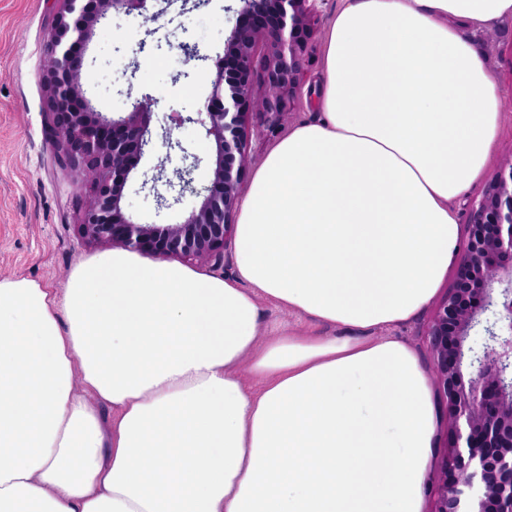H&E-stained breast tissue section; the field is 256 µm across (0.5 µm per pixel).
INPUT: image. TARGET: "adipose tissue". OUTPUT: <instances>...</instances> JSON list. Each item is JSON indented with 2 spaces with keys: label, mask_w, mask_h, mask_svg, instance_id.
I'll return each instance as SVG.
<instances>
[{
  "label": "adipose tissue",
  "mask_w": 512,
  "mask_h": 512,
  "mask_svg": "<svg viewBox=\"0 0 512 512\" xmlns=\"http://www.w3.org/2000/svg\"><path fill=\"white\" fill-rule=\"evenodd\" d=\"M506 18L342 0L318 117L257 168L233 276L116 249L59 291L0 278V512H423L436 410L386 330L437 293L488 171L504 100L476 33ZM263 300L357 333L288 334Z\"/></svg>",
  "instance_id": "obj_1"
}]
</instances>
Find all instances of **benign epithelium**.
Returning <instances> with one entry per match:
<instances>
[{
	"label": "benign epithelium",
	"instance_id": "obj_1",
	"mask_svg": "<svg viewBox=\"0 0 512 512\" xmlns=\"http://www.w3.org/2000/svg\"><path fill=\"white\" fill-rule=\"evenodd\" d=\"M149 2L54 0L44 42L47 138L86 197L77 224L84 243L224 268L249 162L247 116L258 110L272 125L289 118L302 93L319 0H239L237 9L227 7L235 24L205 116L174 112L161 135L166 159L177 155L190 164L170 173L159 165L140 184L159 212L181 204L187 175L202 158L173 131L201 125L214 144L212 182L181 224H140L123 211L128 181L153 144L157 99L133 97L129 112L110 118L95 110L81 82L95 28L112 12L152 19ZM453 268L452 285L433 301L425 332L431 382L448 404L450 427L430 512H512V152L490 173L472 207L469 235L455 251ZM479 325L481 339L465 345Z\"/></svg>",
	"mask_w": 512,
	"mask_h": 512
}]
</instances>
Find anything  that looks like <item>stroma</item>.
Returning <instances> with one entry per match:
<instances>
[{
    "label": "stroma",
    "instance_id": "1",
    "mask_svg": "<svg viewBox=\"0 0 512 512\" xmlns=\"http://www.w3.org/2000/svg\"><path fill=\"white\" fill-rule=\"evenodd\" d=\"M226 3L210 0L203 10L185 12L177 2L154 0L157 19L116 14L110 25L98 27L82 77L95 109L108 115L126 111L125 91L132 84L158 100L153 129L165 126L169 113L202 110L211 95L214 61L223 55L232 26ZM340 4L322 0L303 94L287 123L271 128L262 114H251L250 169H257L290 127L316 117L327 28ZM52 19V0H0V277L32 278L60 288L74 265L97 250L78 237V187L72 174L58 165L45 132L44 38ZM149 30L162 48L146 57L139 42ZM477 39L505 95L492 158L497 164L512 151V18L499 22L493 32H479ZM184 42L197 46L201 61L185 64L179 51ZM131 70L136 78L130 83L125 74ZM192 178V192L176 208L161 213L153 199L140 192L138 182H131L124 192L126 214L145 224L183 222L198 203L197 191L210 183L209 161H202Z\"/></svg>",
    "mask_w": 512,
    "mask_h": 512
}]
</instances>
